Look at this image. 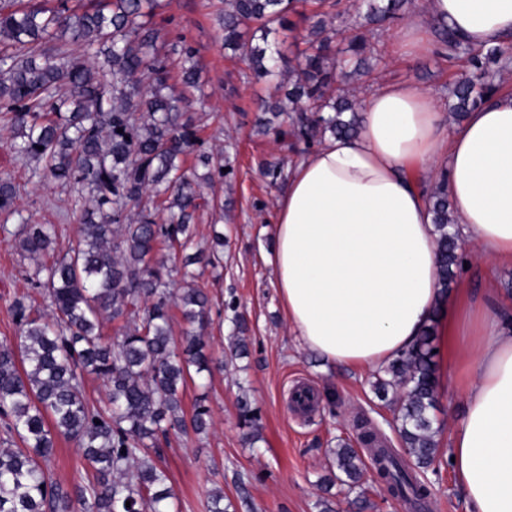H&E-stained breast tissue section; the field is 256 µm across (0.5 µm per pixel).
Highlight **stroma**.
<instances>
[{
  "instance_id": "stroma-1",
  "label": "stroma",
  "mask_w": 512,
  "mask_h": 512,
  "mask_svg": "<svg viewBox=\"0 0 512 512\" xmlns=\"http://www.w3.org/2000/svg\"><path fill=\"white\" fill-rule=\"evenodd\" d=\"M223 6L224 0H161L153 19L168 38H182L195 51L199 86L190 92L191 111L205 150L226 149L235 158L230 178L204 187L209 204L200 209L195 225L194 243L199 248H210L213 231L224 234L220 270L205 268L194 284L209 294L225 322L207 337L210 372L192 376L183 392L185 415H192L197 402L205 401L211 426L204 435L172 438L162 446L159 463L169 478L175 512H206L215 489L223 490L235 512H320L324 498L336 512H349L354 492L339 485L328 492L321 487L331 469L329 448L341 440L356 443L354 420L360 415L368 417L391 444H398L399 437L391 425L390 408L371 387L372 371L331 365L306 348L279 305L265 256L272 248L269 226L275 205L287 181L270 183L262 166L280 161L292 169L309 150L293 137L255 132L254 103L274 93L275 85L251 82L246 60L224 50L215 20ZM390 35L385 28L370 36L380 63L372 74L346 80L345 90L360 98L382 84L410 81L451 106L450 89L465 69V60L437 54L394 58L387 52ZM1 174L10 175L18 185L22 213L34 223L55 227V252L64 254L79 231L74 193L34 176L31 166L2 143ZM18 224L17 216L0 213V344L14 342L17 334L13 299L23 297L33 307L41 305L40 289L24 276L33 263L16 245ZM237 316L246 326L247 353L233 360L229 345ZM299 386L320 395L313 411L294 409L290 394ZM244 400L258 417L260 438L253 444L243 436ZM463 409L459 392H439L435 416L441 453L435 471L426 474L432 485L431 512H467L447 455L454 422Z\"/></svg>"
}]
</instances>
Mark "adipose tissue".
Here are the masks:
<instances>
[{"label": "adipose tissue", "instance_id": "adipose-tissue-1", "mask_svg": "<svg viewBox=\"0 0 512 512\" xmlns=\"http://www.w3.org/2000/svg\"><path fill=\"white\" fill-rule=\"evenodd\" d=\"M444 24L476 49L512 42V0H428L394 30L392 54L438 52ZM446 175L453 220L486 263H512V91L460 125L410 82L369 93L359 131L294 168L269 227L267 262L289 325L334 364L377 368L439 323L440 390L458 383L464 413L450 441L470 512H512V298L493 280L441 294L432 213L410 169Z\"/></svg>", "mask_w": 512, "mask_h": 512}]
</instances>
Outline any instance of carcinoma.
<instances>
[{"instance_id":"carcinoma-1","label":"carcinoma","mask_w":512,"mask_h":512,"mask_svg":"<svg viewBox=\"0 0 512 512\" xmlns=\"http://www.w3.org/2000/svg\"><path fill=\"white\" fill-rule=\"evenodd\" d=\"M46 0H0V126L6 145L36 163L34 173L78 193L81 227L66 254L51 262L54 230L21 224L20 250L37 260L28 278L43 289L49 313L33 315L24 298L12 308L18 323L13 344L0 345V419L22 447L0 449V512H74L50 462L57 437L75 441L85 461V512H172L166 472L155 462L160 441L208 431L209 409L197 405L186 426L181 396L187 378L210 371L206 329L210 299L187 285L177 294L164 279L161 248L179 247L184 277L189 267H216L224 237L214 235L210 251H191L198 183L183 168L184 158L203 141L186 90L198 84L192 47L170 43L181 59L171 74L158 55L162 29L151 22L159 0H89L82 11ZM407 0H362L347 36L348 51L333 46L344 31L341 0H224L218 22L224 47L248 59L256 79L277 75L280 50L269 35L286 15L307 16L306 48L296 57L288 105L262 99L256 127L269 130V111L286 113L290 134L310 145L329 133L358 131V102L342 88L348 69L365 61L366 36L358 30L392 23ZM447 58L468 57L471 69L451 88L454 117L462 118L500 89L499 74L512 66L502 47L475 50L444 26L435 28ZM206 181L233 171L229 157L201 154ZM18 187L0 175V211L22 214ZM442 291L462 260L450 218L447 177L430 192ZM190 326L175 346L172 308ZM124 319L125 331L110 343L104 322ZM434 327L410 350L374 376L372 388L393 407L401 448L378 444L360 422L363 455L347 443L329 449L334 479L360 482L370 460L392 495L405 505H422L431 495L423 477L439 456L435 417L437 384ZM100 377L106 400L89 402L85 376ZM245 438L258 437L257 419L242 402Z\"/></svg>"}]
</instances>
